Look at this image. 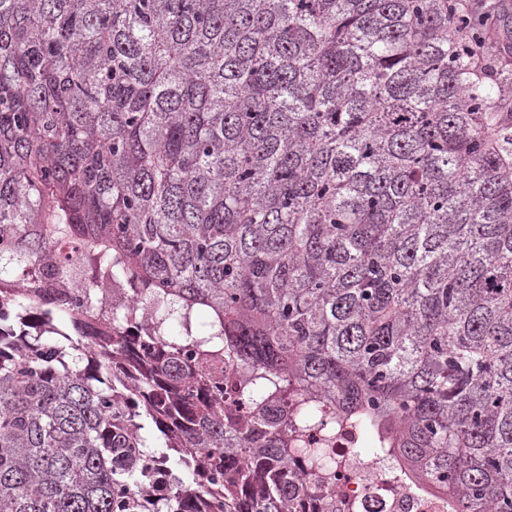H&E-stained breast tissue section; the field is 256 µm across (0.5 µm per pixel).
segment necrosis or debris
<instances>
[{
	"instance_id": "4bbe7bcc",
	"label": "necrosis or debris",
	"mask_w": 512,
	"mask_h": 512,
	"mask_svg": "<svg viewBox=\"0 0 512 512\" xmlns=\"http://www.w3.org/2000/svg\"><path fill=\"white\" fill-rule=\"evenodd\" d=\"M240 370L224 365V418L249 426L256 408L234 381ZM312 442L327 450L328 464L313 472L315 492L299 497L292 512H453L452 502L416 479L393 457L366 454L367 436L341 414L324 416Z\"/></svg>"
}]
</instances>
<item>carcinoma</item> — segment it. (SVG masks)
<instances>
[{
    "instance_id": "1",
    "label": "carcinoma",
    "mask_w": 512,
    "mask_h": 512,
    "mask_svg": "<svg viewBox=\"0 0 512 512\" xmlns=\"http://www.w3.org/2000/svg\"><path fill=\"white\" fill-rule=\"evenodd\" d=\"M455 0H0V512H289L328 408L512 512V121ZM110 318L112 335L89 331ZM290 431L224 422V357ZM176 476L138 487L146 461Z\"/></svg>"
}]
</instances>
